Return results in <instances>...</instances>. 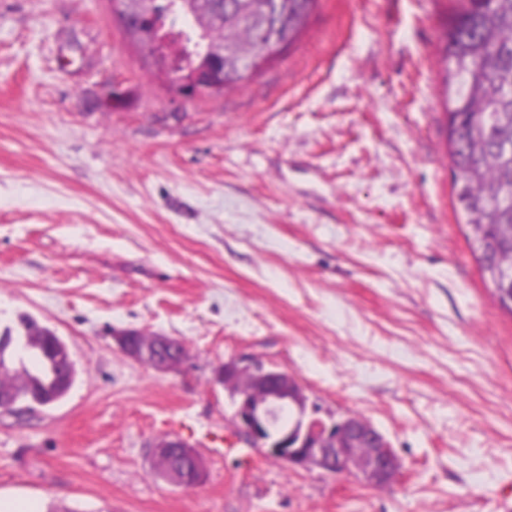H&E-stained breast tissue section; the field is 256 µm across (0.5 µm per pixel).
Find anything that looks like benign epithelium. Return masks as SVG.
Returning <instances> with one entry per match:
<instances>
[{
  "label": "benign epithelium",
  "instance_id": "1",
  "mask_svg": "<svg viewBox=\"0 0 512 512\" xmlns=\"http://www.w3.org/2000/svg\"><path fill=\"white\" fill-rule=\"evenodd\" d=\"M153 40L165 47L163 73L177 91L195 96L219 89L201 83L202 68L190 64L193 51L165 24V15L150 16ZM118 348L128 356L159 370L176 364L156 355L161 349H174L179 340L162 335L146 336L139 331H121L114 336ZM215 382L231 396V423L251 448L292 469H319L328 474L351 471L378 485L395 476L399 461L382 433L369 422L354 416L324 420L311 416L307 399L296 380L285 372L250 357L231 358L215 371ZM290 405L295 410L291 426L270 428L272 411ZM180 448L195 463V478L186 483L172 475V484L196 488L204 478L202 459L191 445L179 437H163L154 444V463L163 460L165 449Z\"/></svg>",
  "mask_w": 512,
  "mask_h": 512
}]
</instances>
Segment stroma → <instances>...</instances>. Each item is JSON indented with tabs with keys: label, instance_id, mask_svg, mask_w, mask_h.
I'll use <instances>...</instances> for the list:
<instances>
[{
	"label": "stroma",
	"instance_id": "1",
	"mask_svg": "<svg viewBox=\"0 0 512 512\" xmlns=\"http://www.w3.org/2000/svg\"><path fill=\"white\" fill-rule=\"evenodd\" d=\"M457 0H318L252 79L178 94L108 0H0V325L74 382L0 410V512H512V316L457 221L441 24ZM180 339L159 372L113 331ZM248 354L356 416L392 484L239 441L215 368ZM161 436L207 476L153 470ZM152 448H154L153 457L155 464H159L163 460L165 448H172L171 454L167 459L168 465L158 471V474L162 477H165L169 470H173L177 471L182 477L193 478V461L180 455L177 448H182V451L194 460L195 478L191 484H187L186 481L180 479L176 474H172L170 480L172 484L184 489H194L202 482L205 472L204 463L193 447L187 442L179 437H163Z\"/></svg>",
	"mask_w": 512,
	"mask_h": 512
}]
</instances>
